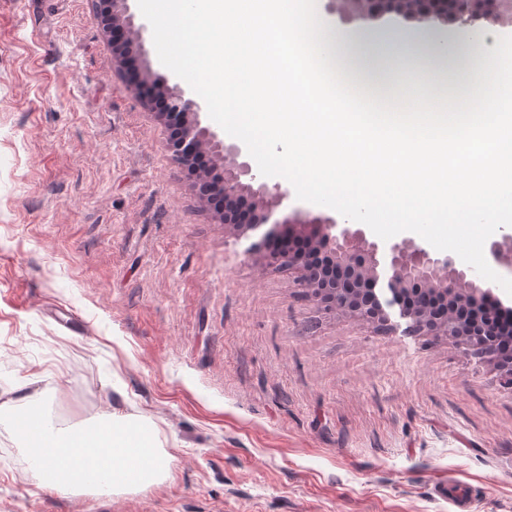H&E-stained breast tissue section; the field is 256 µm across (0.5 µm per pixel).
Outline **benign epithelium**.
I'll return each mask as SVG.
<instances>
[{"label":"benign epithelium","mask_w":512,"mask_h":512,"mask_svg":"<svg viewBox=\"0 0 512 512\" xmlns=\"http://www.w3.org/2000/svg\"><path fill=\"white\" fill-rule=\"evenodd\" d=\"M103 25H120L130 33L138 51L145 52L149 25L137 19L131 0H99ZM358 0H336L341 12H355ZM357 16L387 30H403L414 23L435 30L448 23L463 25L477 11L479 0H385L376 9L374 0ZM129 80L128 88L144 100L151 98L155 84L164 93L167 113L186 118L180 136L169 144L178 164L198 148L218 161L210 191L224 203L240 207L235 220L224 212V223L248 233L261 231L246 250L260 255L269 266L294 271L309 295L328 311H346L381 327L390 324L389 310L398 309L406 330L417 335L448 336L466 353L494 364L512 385V360L502 357L497 333L482 303L495 300L491 288L460 268L450 257H435L413 238L380 244L367 237L356 224L340 223L336 217L310 218L294 213L281 220L276 211L288 200V189L252 173L242 160L245 149L224 141L223 135L203 123L200 101L163 74L149 72ZM494 260L512 269V236L503 235L490 243Z\"/></svg>","instance_id":"benign-epithelium-1"}]
</instances>
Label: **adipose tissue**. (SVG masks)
<instances>
[{
	"label": "adipose tissue",
	"instance_id": "1",
	"mask_svg": "<svg viewBox=\"0 0 512 512\" xmlns=\"http://www.w3.org/2000/svg\"><path fill=\"white\" fill-rule=\"evenodd\" d=\"M169 65L195 81L252 148L303 193L369 223L474 246L512 225V33H427L433 60L388 32L349 38L323 27L316 0H147ZM288 87L270 106L268 74Z\"/></svg>",
	"mask_w": 512,
	"mask_h": 512
}]
</instances>
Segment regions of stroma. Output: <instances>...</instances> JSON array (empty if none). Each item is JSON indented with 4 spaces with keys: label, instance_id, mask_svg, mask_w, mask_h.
Returning <instances> with one entry per match:
<instances>
[{
    "label": "stroma",
    "instance_id": "obj_1",
    "mask_svg": "<svg viewBox=\"0 0 512 512\" xmlns=\"http://www.w3.org/2000/svg\"><path fill=\"white\" fill-rule=\"evenodd\" d=\"M97 0H0V405L58 428L134 415L165 481L38 486L0 428V512H512V386L448 337L321 308L246 257L127 88ZM512 303V270L426 238ZM434 494L440 500L448 502L456 512H470L475 498L462 485L448 486V480H439L434 485Z\"/></svg>",
    "mask_w": 512,
    "mask_h": 512
}]
</instances>
